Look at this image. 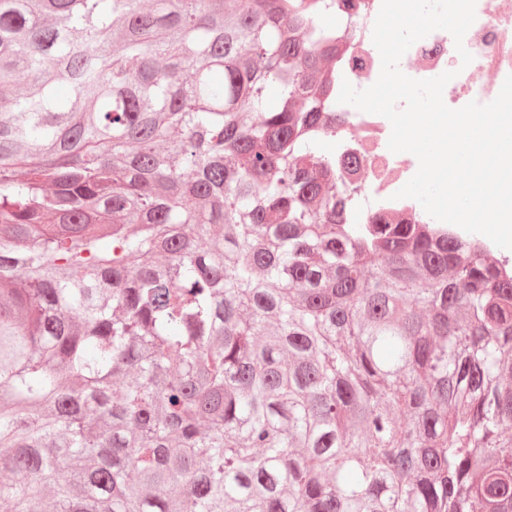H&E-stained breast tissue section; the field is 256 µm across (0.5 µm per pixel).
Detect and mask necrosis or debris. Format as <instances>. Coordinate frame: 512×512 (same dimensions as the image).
Masks as SVG:
<instances>
[{
    "instance_id": "obj_1",
    "label": "necrosis or debris",
    "mask_w": 512,
    "mask_h": 512,
    "mask_svg": "<svg viewBox=\"0 0 512 512\" xmlns=\"http://www.w3.org/2000/svg\"><path fill=\"white\" fill-rule=\"evenodd\" d=\"M349 32L351 44L336 63L337 80L359 90L378 79L381 57L372 41L373 26L382 0H354ZM471 53L462 64L450 33L436 30L415 42L400 60L401 70L414 79H430L453 72L443 91L444 103L459 109L470 102L487 104L499 94L512 74V0H499L497 11L488 12L485 0H476V19L464 36ZM336 138L331 150L337 161L356 158L357 173L351 184L357 208L363 213L396 214L407 224H428L432 218L413 199L397 198L418 169L415 156L392 153L388 148L389 121L378 114L336 104Z\"/></svg>"
}]
</instances>
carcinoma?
<instances>
[{
    "label": "carcinoma",
    "mask_w": 512,
    "mask_h": 512,
    "mask_svg": "<svg viewBox=\"0 0 512 512\" xmlns=\"http://www.w3.org/2000/svg\"><path fill=\"white\" fill-rule=\"evenodd\" d=\"M351 9L0 0L10 512H512V267L351 221Z\"/></svg>",
    "instance_id": "obj_1"
}]
</instances>
